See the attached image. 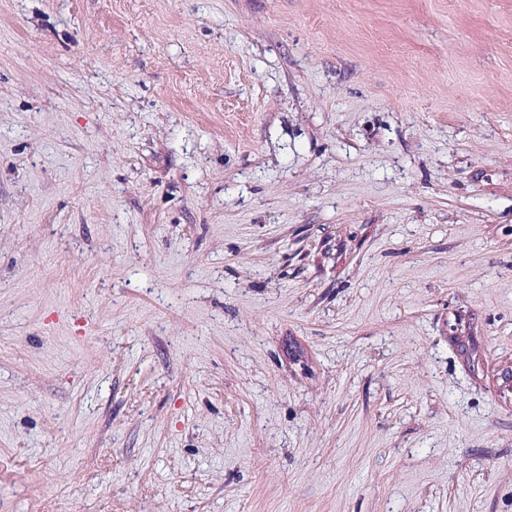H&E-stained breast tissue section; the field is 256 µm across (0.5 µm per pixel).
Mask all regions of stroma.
Listing matches in <instances>:
<instances>
[{
    "label": "stroma",
    "instance_id": "stroma-1",
    "mask_svg": "<svg viewBox=\"0 0 512 512\" xmlns=\"http://www.w3.org/2000/svg\"><path fill=\"white\" fill-rule=\"evenodd\" d=\"M0 512H512V0H0Z\"/></svg>",
    "mask_w": 512,
    "mask_h": 512
}]
</instances>
